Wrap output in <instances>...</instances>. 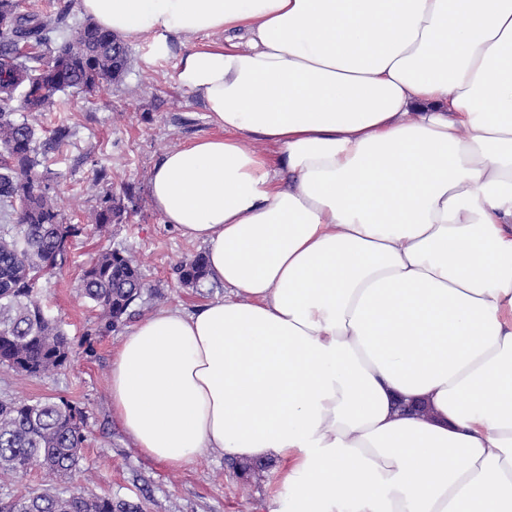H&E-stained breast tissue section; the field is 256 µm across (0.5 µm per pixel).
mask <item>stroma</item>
<instances>
[{
  "label": "stroma",
  "instance_id": "1",
  "mask_svg": "<svg viewBox=\"0 0 512 512\" xmlns=\"http://www.w3.org/2000/svg\"><path fill=\"white\" fill-rule=\"evenodd\" d=\"M128 51L126 72L105 83L95 99L70 91L62 95L57 113H16L17 120L40 132L61 120L71 126L69 146L47 163L49 184L60 198L66 222L82 225L83 231L73 238L62 272L39 284L45 310L68 334L73 359L57 374L37 379L0 367V397L65 399L84 409L88 438L71 488L136 503L142 512H269L271 491L279 492L281 502L290 499L276 468L248 486L220 454L173 469L132 448L112 418L109 376L120 339L155 309L191 310L224 296L217 286L179 283L176 264L203 247L163 223L148 192L151 171L163 153L213 133L214 127L203 105L174 83L177 55L150 64L146 45L132 43ZM98 182L111 187L125 206L122 218L102 229L85 222L97 205ZM129 188L134 191L130 199L125 196ZM108 248L133 257L148 292L123 325L102 332L95 309L80 293L79 280L83 268Z\"/></svg>",
  "mask_w": 512,
  "mask_h": 512
}]
</instances>
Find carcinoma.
Segmentation results:
<instances>
[{
	"instance_id": "cac0c4a2",
	"label": "carcinoma",
	"mask_w": 512,
	"mask_h": 512,
	"mask_svg": "<svg viewBox=\"0 0 512 512\" xmlns=\"http://www.w3.org/2000/svg\"><path fill=\"white\" fill-rule=\"evenodd\" d=\"M65 27L63 11L23 12L19 0H0V209L4 219L14 220L0 225V366L26 378L51 376L73 357L60 322L44 311L38 284L62 270L81 228L65 222L38 171L69 143L70 127L61 121L41 138L13 115L20 108L51 112L67 90L91 97L129 63L126 45L111 32L87 23L73 40L61 42ZM99 194L90 223L101 229L121 217L122 205L108 188ZM178 273L185 285L200 283L204 255L181 262ZM81 288L97 308L98 329L110 332L130 315L146 284L132 259L107 249L83 269ZM85 428V411L64 399H0V482L36 467L49 479L41 488L1 496L0 512H138L129 502L58 487L82 459ZM268 467L250 461L231 465L245 483Z\"/></svg>"
}]
</instances>
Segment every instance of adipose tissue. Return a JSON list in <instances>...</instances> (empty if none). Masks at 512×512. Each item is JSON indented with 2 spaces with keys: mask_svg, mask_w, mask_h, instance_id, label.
<instances>
[{
  "mask_svg": "<svg viewBox=\"0 0 512 512\" xmlns=\"http://www.w3.org/2000/svg\"><path fill=\"white\" fill-rule=\"evenodd\" d=\"M80 6L181 45L216 129L149 194L226 295L113 352L132 446L276 462L291 512H512V0Z\"/></svg>",
  "mask_w": 512,
  "mask_h": 512,
  "instance_id": "obj_1",
  "label": "adipose tissue"
}]
</instances>
